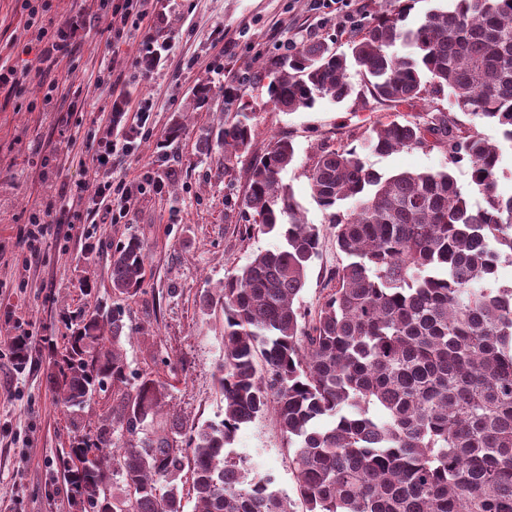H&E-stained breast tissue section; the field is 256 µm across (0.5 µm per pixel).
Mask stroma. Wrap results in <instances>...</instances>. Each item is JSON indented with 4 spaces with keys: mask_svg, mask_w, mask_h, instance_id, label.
Masks as SVG:
<instances>
[{
    "mask_svg": "<svg viewBox=\"0 0 512 512\" xmlns=\"http://www.w3.org/2000/svg\"><path fill=\"white\" fill-rule=\"evenodd\" d=\"M48 15L85 21L68 56L27 68L22 48L32 39L23 0H0V64L20 69L15 93H0V512H82L56 460L74 437L65 408L48 382L53 362L46 337L61 339L70 321L96 302H113L109 256L126 236L145 243V281L125 301L136 327L125 343L131 369L164 382L167 418L185 423L221 419L224 404L215 375L222 359L220 314L200 309L202 294L218 288L256 253L273 248L274 235L238 232L246 218L239 205L252 161L274 137H288L296 161L282 175L307 223L321 233L299 304L312 312L323 301L326 277L342 263L334 233L313 199L308 170L320 146L338 147L374 122L401 116L375 102L318 100L313 108L282 112L267 93L265 67L302 42L321 40L337 51L365 12L383 0H359L350 14L344 0L318 8L314 0H157L159 39L167 55L151 77L135 76L137 40L112 51L105 31L110 12L98 0H46ZM56 93H49V84ZM208 85L210 98L196 107L193 94ZM152 104L147 132L133 140L112 166V179L130 185L157 181L160 191L134 195L123 210L94 208L98 174L88 148L112 110V88ZM51 103H44L45 94ZM253 112L251 149L224 169V152L203 153L200 141L216 140L225 118L240 107ZM183 132L165 133L173 119ZM367 167L389 177L404 171H449L471 202L482 200L467 164H453L444 150L427 146L387 155L363 153ZM78 215L61 223L62 213ZM45 225L37 259L15 249L30 224ZM27 336L30 359L12 358L15 337ZM234 446L244 465L272 473L292 512H302L285 441L271 416L243 427Z\"/></svg>",
    "mask_w": 512,
    "mask_h": 512,
    "instance_id": "1",
    "label": "stroma"
}]
</instances>
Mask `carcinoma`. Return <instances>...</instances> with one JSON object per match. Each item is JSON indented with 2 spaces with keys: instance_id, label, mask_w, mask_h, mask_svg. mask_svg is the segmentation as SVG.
<instances>
[{
  "instance_id": "obj_1",
  "label": "carcinoma",
  "mask_w": 512,
  "mask_h": 512,
  "mask_svg": "<svg viewBox=\"0 0 512 512\" xmlns=\"http://www.w3.org/2000/svg\"><path fill=\"white\" fill-rule=\"evenodd\" d=\"M412 2L386 0L346 52L302 42L270 63V100L282 112L352 95L413 109L446 92L512 143V0H453L407 27ZM423 112L316 153L312 196L346 262L309 320L297 300L320 233L280 178L295 148L274 137L255 158L245 232L280 244L200 300L222 313L221 420L158 421L168 389L129 370L123 339L133 327L120 304L99 302L70 328L54 349L58 401L74 415L112 390L105 423L58 456L84 512H184L188 476L196 512H291L275 477L245 469L233 448L265 414L286 440L305 512H512V285L496 279L501 255L512 258V195L498 191L499 143L463 132L448 112ZM255 136L251 112L224 125V169ZM425 146L468 162L482 203L447 170L385 178L362 159ZM146 259L136 236L116 246L114 294L141 289ZM115 474L121 497L110 490Z\"/></svg>"
}]
</instances>
